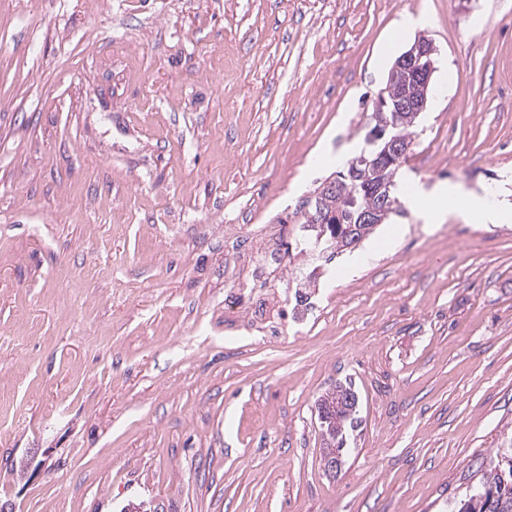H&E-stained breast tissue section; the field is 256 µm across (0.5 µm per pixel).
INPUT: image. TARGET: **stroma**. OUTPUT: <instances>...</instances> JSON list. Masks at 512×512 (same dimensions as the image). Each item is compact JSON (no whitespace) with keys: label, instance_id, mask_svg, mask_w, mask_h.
Segmentation results:
<instances>
[{"label":"stroma","instance_id":"35a3bbf8","mask_svg":"<svg viewBox=\"0 0 512 512\" xmlns=\"http://www.w3.org/2000/svg\"><path fill=\"white\" fill-rule=\"evenodd\" d=\"M420 35L406 216L314 279L287 254L313 311L225 343L228 241L300 222ZM439 182L512 203V0H0V504L448 512L512 439V223L425 222ZM346 379L330 472L316 402ZM345 387L347 390L352 391L353 399L351 402H345L341 404V407L338 409L337 413L340 416V424L337 427L338 434L336 436L333 445L326 443L327 448H324V456L325 454H334L341 456L340 464L337 465V468L341 466L344 462V458L348 452V448H345L346 445V436L348 430H355L358 426V420L355 417L358 406V394L354 389L352 382L345 381L344 383L336 384V389L333 391L326 393L325 395L320 396L319 398H324V401H328L329 399H333L336 393V390L339 388Z\"/></svg>","mask_w":512,"mask_h":512}]
</instances>
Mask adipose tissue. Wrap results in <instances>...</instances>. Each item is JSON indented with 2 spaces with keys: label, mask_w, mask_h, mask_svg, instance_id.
<instances>
[{
  "label": "adipose tissue",
  "mask_w": 512,
  "mask_h": 512,
  "mask_svg": "<svg viewBox=\"0 0 512 512\" xmlns=\"http://www.w3.org/2000/svg\"><path fill=\"white\" fill-rule=\"evenodd\" d=\"M435 200L432 209L426 211L425 218L429 222H437L444 218L448 212L449 204H456L462 214L479 217L485 224L512 223V206L502 204L495 193L466 192L456 184H440L430 191Z\"/></svg>",
  "instance_id": "obj_1"
}]
</instances>
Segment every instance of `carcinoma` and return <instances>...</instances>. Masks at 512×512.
<instances>
[{
	"label": "carcinoma",
	"instance_id": "obj_1",
	"mask_svg": "<svg viewBox=\"0 0 512 512\" xmlns=\"http://www.w3.org/2000/svg\"><path fill=\"white\" fill-rule=\"evenodd\" d=\"M347 186L345 192L323 197L318 202L314 200L307 209L300 210L301 223L319 224L326 228V234L319 241L316 239V232H308L295 242L298 253L303 254L318 248L329 252V256L333 258L344 251V248L340 247V240L346 238L349 228H355L362 239L373 233L375 225L356 223L358 213L373 197L371 189L360 182H349ZM357 406L356 393L353 394L352 401L341 404L338 409V434L333 445L327 446L324 453L346 456L347 433L358 427ZM449 512H512V445L501 449L497 455V462L483 474L479 484L462 498L454 501Z\"/></svg>",
	"mask_w": 512,
	"mask_h": 512
}]
</instances>
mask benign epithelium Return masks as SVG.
<instances>
[{
  "label": "benign epithelium",
  "instance_id": "obj_1",
  "mask_svg": "<svg viewBox=\"0 0 512 512\" xmlns=\"http://www.w3.org/2000/svg\"><path fill=\"white\" fill-rule=\"evenodd\" d=\"M437 49L431 39L418 36L414 43L402 53L391 68L385 88L381 89L374 103L372 121L375 123L371 138L378 150L361 154L351 163V179L366 181L380 176L396 160L405 156L412 148L410 137L402 128L414 125L415 119L426 108L431 78L435 71ZM413 83L418 94L413 98L389 99L392 86ZM393 207L379 186L370 203L360 211L358 223L380 224Z\"/></svg>",
  "mask_w": 512,
  "mask_h": 512
}]
</instances>
